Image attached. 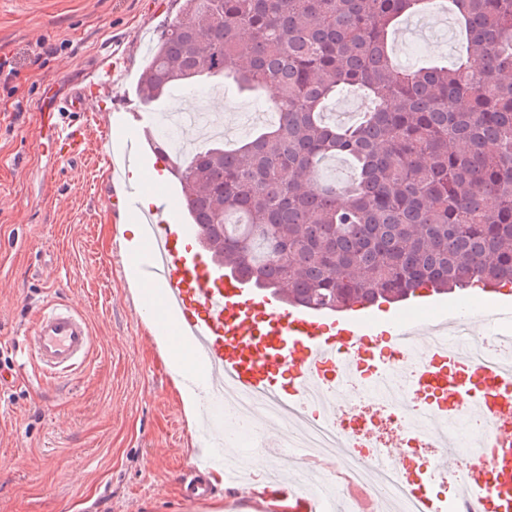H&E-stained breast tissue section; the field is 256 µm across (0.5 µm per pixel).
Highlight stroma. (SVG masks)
<instances>
[{"label": "stroma", "mask_w": 512, "mask_h": 512, "mask_svg": "<svg viewBox=\"0 0 512 512\" xmlns=\"http://www.w3.org/2000/svg\"><path fill=\"white\" fill-rule=\"evenodd\" d=\"M181 0H0V370L15 381L0 392V512H269L263 472L213 482L207 501L189 499V466L218 472L221 415L198 404L189 421L127 273L120 239L125 216L105 208L115 190L99 158L102 131L140 108L137 78L153 39L178 16ZM430 36L417 62L451 60L462 43L451 15L426 13ZM54 46L44 54L41 44ZM124 67L95 95L89 150L60 158L44 146L40 102L69 94L107 53ZM222 98L236 117L235 144L256 129L257 108L234 89L173 88L154 111L190 98L198 112ZM70 304L87 318L94 344L65 386L35 377L26 354L36 311Z\"/></svg>", "instance_id": "35a3bbf8"}]
</instances>
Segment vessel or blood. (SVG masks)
I'll use <instances>...</instances> for the list:
<instances>
[{"mask_svg": "<svg viewBox=\"0 0 512 512\" xmlns=\"http://www.w3.org/2000/svg\"><path fill=\"white\" fill-rule=\"evenodd\" d=\"M85 98V90L79 89L56 105L55 132L47 147L60 157L74 159L87 152L81 133L67 123L70 113L82 111ZM152 124L150 110L136 112L127 146L111 156L109 173L124 182L121 204L135 211L144 226L146 246L137 259L141 278L162 284L164 300L177 314L175 325L157 322L156 335L173 334L188 345L214 396L230 388L273 402L284 414L317 404L331 424L336 421L335 394L354 372L369 363L381 367L393 360L405 375L408 393L428 398L429 438L441 448L428 466L429 477L457 482L466 496L479 502L481 512H512V363H468L448 352L446 344L460 321L439 311L435 299L429 302L435 310L429 319L394 313L388 322L389 344L376 350L367 338L377 320L362 308L333 317L314 309H292L235 272L221 269L208 254L190 246L191 236L200 230L181 224V198L156 183L161 205H140L142 185L129 181L128 171L140 165V137ZM465 308L490 324L489 336L497 344L512 346V297L495 299L489 315L476 298L467 300ZM93 341L84 315L52 303L38 313L27 354L46 380L55 381L84 364ZM466 410L492 424L488 446L494 468L463 461L447 446L448 422ZM402 487L420 512H459L457 499L426 497L421 482L406 478Z\"/></svg>", "mask_w": 512, "mask_h": 512, "instance_id": "b4317fda", "label": "vessel or blood"}]
</instances>
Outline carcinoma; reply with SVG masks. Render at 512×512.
Masks as SVG:
<instances>
[{"label": "carcinoma", "instance_id": "obj_1", "mask_svg": "<svg viewBox=\"0 0 512 512\" xmlns=\"http://www.w3.org/2000/svg\"><path fill=\"white\" fill-rule=\"evenodd\" d=\"M426 2L183 0L138 81L142 103L229 77L278 90L277 119L236 149L215 140L185 161L162 137L218 265L330 311L512 285V0H447L463 52L401 69L390 29ZM346 86L369 109L325 122ZM336 158L354 180L320 177Z\"/></svg>", "mask_w": 512, "mask_h": 512}]
</instances>
